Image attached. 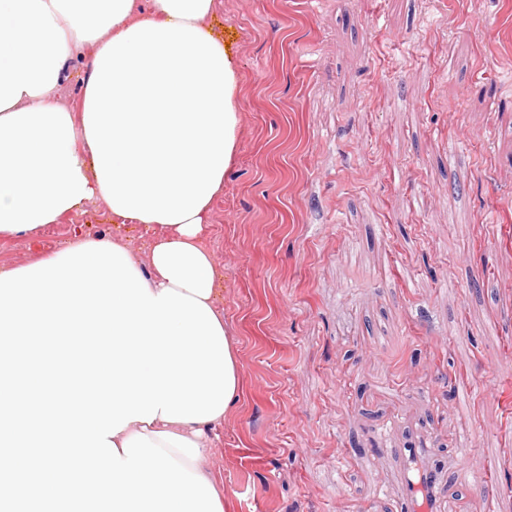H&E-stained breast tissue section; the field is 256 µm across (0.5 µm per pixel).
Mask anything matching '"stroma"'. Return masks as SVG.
<instances>
[{
    "label": "stroma",
    "mask_w": 512,
    "mask_h": 512,
    "mask_svg": "<svg viewBox=\"0 0 512 512\" xmlns=\"http://www.w3.org/2000/svg\"><path fill=\"white\" fill-rule=\"evenodd\" d=\"M222 3L241 123L207 244L243 399L205 466L235 512H402L376 448L420 440L429 512H512V0ZM78 226L139 234L100 203Z\"/></svg>",
    "instance_id": "35a3bbf8"
}]
</instances>
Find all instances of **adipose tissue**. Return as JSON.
<instances>
[{"label":"adipose tissue","mask_w":512,"mask_h":512,"mask_svg":"<svg viewBox=\"0 0 512 512\" xmlns=\"http://www.w3.org/2000/svg\"><path fill=\"white\" fill-rule=\"evenodd\" d=\"M220 0H0V237L103 200L137 240L82 232L0 266V462L8 490L93 482L104 512H233L199 461L242 395L224 274L205 243L237 146ZM87 55L79 106L59 98ZM67 339L21 386L33 339ZM34 456H25V449Z\"/></svg>","instance_id":"obj_1"}]
</instances>
